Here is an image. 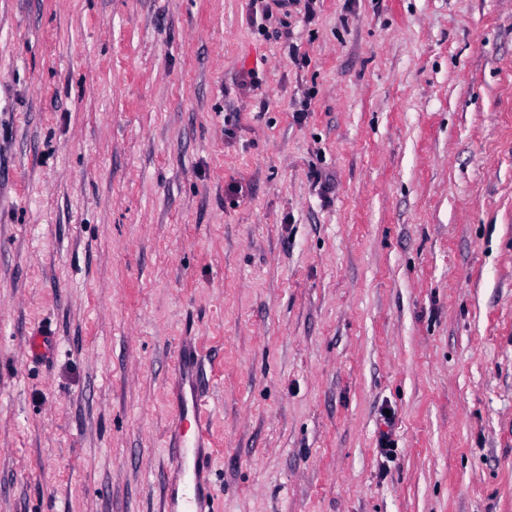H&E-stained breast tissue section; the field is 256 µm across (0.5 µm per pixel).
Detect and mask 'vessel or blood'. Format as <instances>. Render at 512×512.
Listing matches in <instances>:
<instances>
[{"label": "vessel or blood", "instance_id": "vessel-or-blood-1", "mask_svg": "<svg viewBox=\"0 0 512 512\" xmlns=\"http://www.w3.org/2000/svg\"><path fill=\"white\" fill-rule=\"evenodd\" d=\"M180 364L186 369L189 396L177 405L173 457L184 486L165 492L161 512H211L212 491L205 452L208 389L199 353L183 354Z\"/></svg>", "mask_w": 512, "mask_h": 512}]
</instances>
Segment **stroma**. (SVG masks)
Returning a JSON list of instances; mask_svg holds the SVG:
<instances>
[{
  "mask_svg": "<svg viewBox=\"0 0 512 512\" xmlns=\"http://www.w3.org/2000/svg\"><path fill=\"white\" fill-rule=\"evenodd\" d=\"M187 339L213 512H512V0H0V512H159Z\"/></svg>",
  "mask_w": 512,
  "mask_h": 512,
  "instance_id": "stroma-1",
  "label": "stroma"
}]
</instances>
